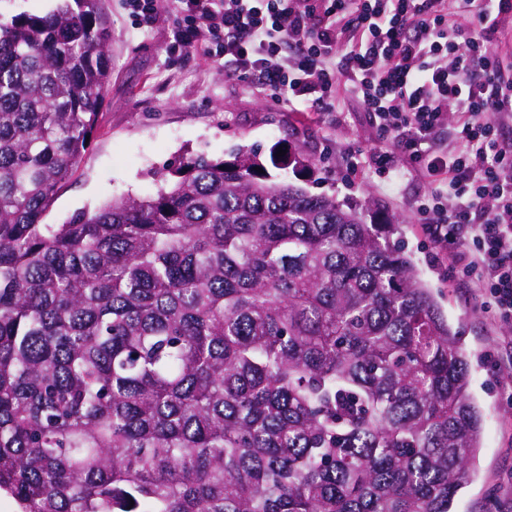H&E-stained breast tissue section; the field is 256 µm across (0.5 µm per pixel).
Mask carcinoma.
Here are the masks:
<instances>
[{"mask_svg":"<svg viewBox=\"0 0 512 512\" xmlns=\"http://www.w3.org/2000/svg\"><path fill=\"white\" fill-rule=\"evenodd\" d=\"M111 41L98 0L0 21V492L21 512H454L484 412L390 225L245 148L43 223Z\"/></svg>","mask_w":512,"mask_h":512,"instance_id":"obj_1","label":"carcinoma"}]
</instances>
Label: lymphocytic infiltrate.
<instances>
[{
	"instance_id": "obj_1",
	"label": "lymphocytic infiltrate",
	"mask_w": 512,
	"mask_h": 512,
	"mask_svg": "<svg viewBox=\"0 0 512 512\" xmlns=\"http://www.w3.org/2000/svg\"><path fill=\"white\" fill-rule=\"evenodd\" d=\"M140 25L181 14L170 55L199 53L295 112L336 111L351 93L386 150L430 179L418 229L490 315L512 365V62L493 21L512 0H124Z\"/></svg>"
}]
</instances>
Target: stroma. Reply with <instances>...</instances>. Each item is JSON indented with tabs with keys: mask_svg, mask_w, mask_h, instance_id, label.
<instances>
[{
	"mask_svg": "<svg viewBox=\"0 0 512 512\" xmlns=\"http://www.w3.org/2000/svg\"><path fill=\"white\" fill-rule=\"evenodd\" d=\"M112 29V70L101 122L74 178L58 193L44 221L59 224L124 196L145 197L157 186L153 170L180 154L228 158L236 149L256 148L263 159L282 150L315 163L312 175L289 179L312 193L359 203L372 224L400 218L403 242L422 279L438 294L443 311L471 351L473 396L485 409L479 481L461 490L456 512H512V369L487 358L492 329L475 310L465 285L447 278L432 259L431 246L415 230L416 202L429 180L405 159L396 191L367 160L383 143L358 101L343 96L336 112L289 111L270 95H257L242 82L197 55L167 56L176 18L159 15L152 28L132 25L123 0H99Z\"/></svg>",
	"mask_w": 512,
	"mask_h": 512,
	"instance_id": "35a3bbf8",
	"label": "stroma"
}]
</instances>
